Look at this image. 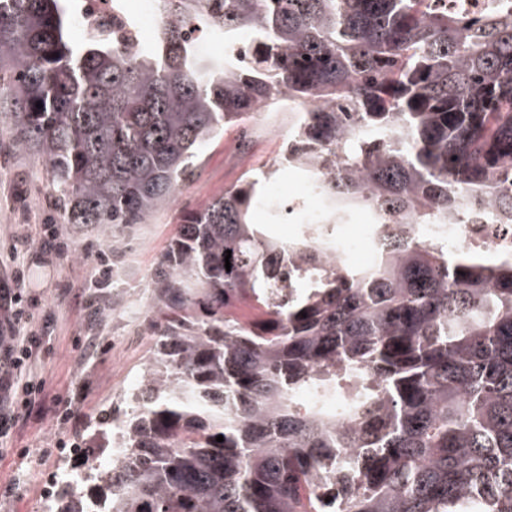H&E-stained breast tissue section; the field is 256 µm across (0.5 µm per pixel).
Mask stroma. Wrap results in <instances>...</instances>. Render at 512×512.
<instances>
[{
	"mask_svg": "<svg viewBox=\"0 0 512 512\" xmlns=\"http://www.w3.org/2000/svg\"><path fill=\"white\" fill-rule=\"evenodd\" d=\"M291 127L283 120L265 137L225 128L205 148L198 179L170 207L150 223L108 228L64 223L42 162L0 132V289L14 287V267L22 265L31 314L25 330L41 341L36 372L44 381L40 398L16 420L10 452L0 455V512H48L58 485L79 481V458L97 445L95 421L137 386L150 354L152 277L183 216L201 210L245 170L266 171L281 157ZM46 224L58 227L64 253L43 247ZM103 252L118 282L101 284ZM60 440L72 442V450L55 453Z\"/></svg>",
	"mask_w": 512,
	"mask_h": 512,
	"instance_id": "1",
	"label": "stroma"
}]
</instances>
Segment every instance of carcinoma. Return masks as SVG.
Wrapping results in <instances>:
<instances>
[{"label": "carcinoma", "instance_id": "obj_1", "mask_svg": "<svg viewBox=\"0 0 512 512\" xmlns=\"http://www.w3.org/2000/svg\"><path fill=\"white\" fill-rule=\"evenodd\" d=\"M75 2L0 0V117L67 223H150L279 99L300 119L267 175L326 216L277 238L247 172L185 217L139 384L98 419L110 461L51 512H512V255L444 232L512 228V0H155L135 47L72 39ZM362 208L354 267L328 252Z\"/></svg>", "mask_w": 512, "mask_h": 512}]
</instances>
